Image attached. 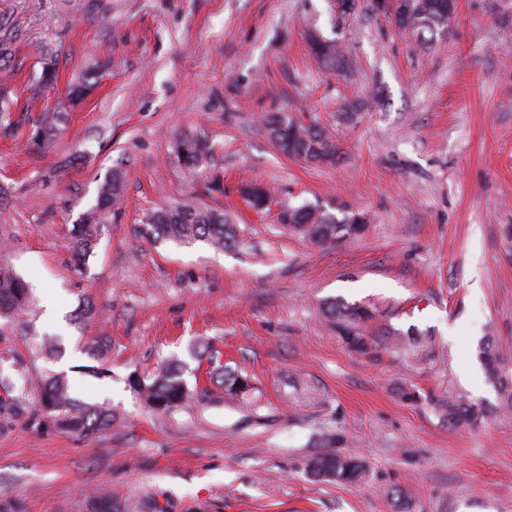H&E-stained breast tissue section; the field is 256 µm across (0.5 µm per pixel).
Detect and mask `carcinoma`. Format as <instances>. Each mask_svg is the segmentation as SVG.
Masks as SVG:
<instances>
[{
  "instance_id": "carcinoma-1",
  "label": "carcinoma",
  "mask_w": 512,
  "mask_h": 512,
  "mask_svg": "<svg viewBox=\"0 0 512 512\" xmlns=\"http://www.w3.org/2000/svg\"><path fill=\"white\" fill-rule=\"evenodd\" d=\"M396 8L380 11L383 16L393 19L398 29L411 35L414 44L420 49H428L438 39L439 32L448 26L457 10V0H395ZM313 54L326 67L334 70L346 68L345 56L338 43L327 40L320 47H312ZM41 69L33 77V91L38 92L57 84L58 70L54 55L42 53ZM92 75L69 87L68 92L57 107L43 112L36 120L32 142L39 149H45L54 142L64 119L67 107L84 98L92 89ZM9 91L0 87V125L5 130L18 126L11 116ZM264 127L269 137L275 140L278 151L296 160L310 163L333 162L336 159V144L314 126H305L286 114L274 113L264 118ZM175 151L184 170L195 176L202 160L211 151L208 140L202 136H182L175 143ZM122 176L117 170L108 173L98 191L94 205L82 213L80 220L70 230L71 251L76 266L83 270L94 254L100 235V223L105 214L118 201L122 192ZM241 192L252 207L261 205L267 198L265 188L257 184H246ZM278 221L289 230L299 233L311 242L325 247L362 233L366 227L365 214L357 211H342V217L311 205L298 208H285L278 215ZM146 236L160 241L179 244L202 242L215 250L236 241V228L230 224L224 212L217 209H198L191 205L166 206L151 212L146 219ZM31 302V288L19 275L8 268H0V320L8 321L15 313L28 307ZM325 316L333 323L347 347L356 352L371 348L373 339L366 336L363 324L373 318V310L360 305L336 299L326 304ZM378 340L397 350L410 351L422 346L425 338L414 330L406 332L389 327L384 329ZM479 359L485 377L498 394L512 403V377L501 367V359L493 340L486 338L479 346ZM224 384V392L238 397L249 387L247 378L234 373L217 375ZM131 387L149 409L169 414L196 398L183 378V366L179 362L163 365L155 375L139 377ZM37 389L39 404L29 406L23 395H12L14 383L10 377L0 373V424L22 420L26 424L42 428L54 427L69 434L86 437L100 430L112 427V409L98 404H77L72 397L70 385L61 374L45 373L38 378H24L23 390ZM448 424L476 426L484 421V407L470 401L462 393L452 394L441 404ZM337 439L327 437L326 451L311 458L307 464V474L316 480L354 483L366 476V466L357 456L344 455L336 450ZM92 512H126V507L112 501V495L96 494L92 497Z\"/></svg>"
}]
</instances>
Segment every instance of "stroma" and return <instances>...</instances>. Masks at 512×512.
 <instances>
[{"label": "stroma", "mask_w": 512, "mask_h": 512, "mask_svg": "<svg viewBox=\"0 0 512 512\" xmlns=\"http://www.w3.org/2000/svg\"><path fill=\"white\" fill-rule=\"evenodd\" d=\"M311 30L338 41L349 76L316 61ZM45 48L59 79L35 98ZM94 64L95 89L37 149L40 113ZM0 69L14 73L20 119L0 132V265L33 286L0 356L64 374L78 399L116 414L86 438L0 428V501L88 512L107 490L129 512H512V410L473 370L489 336L512 373V0H458L427 50L381 15H339L336 0H0ZM274 112L321 127L335 162L281 155L263 129ZM184 133L213 144L202 170L221 191L186 176L173 151ZM115 169L123 193L78 271L68 233ZM252 179L266 211L241 193ZM176 202L224 210L236 245L143 235L145 215ZM304 204L365 212L367 229L315 245L276 222ZM48 294L64 323L45 317ZM332 298L372 308L370 332L412 328L426 343L353 352L321 314ZM53 334L62 352L48 359ZM102 336L111 348L91 361ZM211 348L248 375L243 397L211 385ZM170 359L207 394L156 414L129 380ZM458 391L488 418L448 426L434 403ZM327 434L365 460L360 483L307 475Z\"/></svg>", "instance_id": "obj_1"}]
</instances>
